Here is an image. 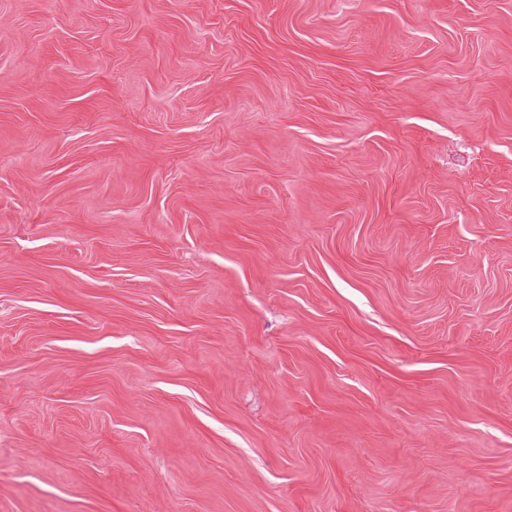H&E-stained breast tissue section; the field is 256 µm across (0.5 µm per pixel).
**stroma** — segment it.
Listing matches in <instances>:
<instances>
[{"label":"stroma","instance_id":"35a3bbf8","mask_svg":"<svg viewBox=\"0 0 512 512\" xmlns=\"http://www.w3.org/2000/svg\"><path fill=\"white\" fill-rule=\"evenodd\" d=\"M0 512H512V0H0Z\"/></svg>","mask_w":512,"mask_h":512}]
</instances>
